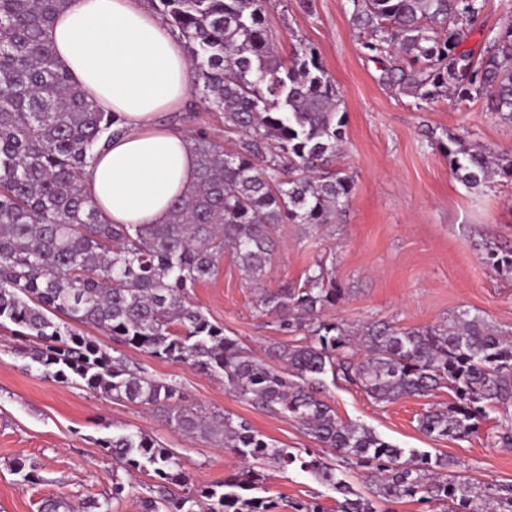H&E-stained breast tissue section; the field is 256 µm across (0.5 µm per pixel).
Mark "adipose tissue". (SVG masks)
Returning <instances> with one entry per match:
<instances>
[{
    "mask_svg": "<svg viewBox=\"0 0 512 512\" xmlns=\"http://www.w3.org/2000/svg\"><path fill=\"white\" fill-rule=\"evenodd\" d=\"M57 65L127 133L90 162L84 185L106 224H161L198 178L188 135L158 124L179 110L192 74L183 48L143 0H68L50 31Z\"/></svg>",
    "mask_w": 512,
    "mask_h": 512,
    "instance_id": "ef3b65f1",
    "label": "adipose tissue"
}]
</instances>
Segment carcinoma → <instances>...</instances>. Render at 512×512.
Returning <instances> with one entry per match:
<instances>
[{"mask_svg":"<svg viewBox=\"0 0 512 512\" xmlns=\"http://www.w3.org/2000/svg\"><path fill=\"white\" fill-rule=\"evenodd\" d=\"M361 47L387 62L384 78L422 104L450 94L482 100L512 127V20L484 42L463 48L486 0H350ZM66 0H0V325L9 322L41 344L27 355L58 382L77 381L113 401L148 405L165 425L215 442L245 464L217 487L182 495L180 462L150 434L102 440L116 464L152 473L144 512H270L252 495L256 469L297 465L341 494L336 512H379L375 504L409 499L448 512H512V486L448 474V459L409 452L371 429L337 420L318 397L326 380L361 388L378 404L424 397L446 387L448 407L429 410L420 429L436 438L468 437L503 409L494 445L512 447V337L462 311L446 324L404 328L389 322L356 331L322 318L342 299L316 262L299 287L262 292L256 306L292 337L255 357L190 300L217 276L224 250L244 276L270 273L273 240L286 222L318 227L345 212L351 176L330 169L344 142L336 86L315 48L278 55L267 24L270 0H145L182 44L195 74L187 113L215 112L224 130L192 139L199 178L170 203L163 224H103L83 190L95 151L125 134L124 118L103 112L57 68L48 29ZM456 178L470 189L512 178V153L452 136L441 144ZM483 262L512 273V250H487ZM93 326L114 342L188 364L224 380L253 407L293 418L317 448H284L244 421L179 403L121 351L59 323ZM368 471L373 498L355 495L323 456ZM126 485L83 512H111ZM39 512H74L67 495Z\"/></svg>","mask_w":512,"mask_h":512,"instance_id":"obj_1","label":"carcinoma"}]
</instances>
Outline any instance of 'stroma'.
<instances>
[{
    "label": "stroma",
    "mask_w": 512,
    "mask_h": 512,
    "mask_svg": "<svg viewBox=\"0 0 512 512\" xmlns=\"http://www.w3.org/2000/svg\"><path fill=\"white\" fill-rule=\"evenodd\" d=\"M267 20L279 33L282 58H290L299 43L310 44L335 85L345 112V143L336 164L352 176L354 190L337 223L310 231L280 226L276 261L261 285L246 281L228 255L214 279L193 288L192 302L226 335L257 351L282 340L256 307L260 289L298 285L320 260L343 291L324 315L351 329L375 321L435 326L465 310L512 332V274L481 261L489 245L512 248V183L465 187L439 146L447 136L462 135L512 152V129L478 101L421 105L400 93L385 81L382 64L364 54L349 0H280ZM32 345L14 326L0 328V512H38L44 498L62 493L75 502L103 497L117 465L101 441L115 432L141 430L157 438L178 457L188 487L212 486L237 473L234 459L214 442L174 432L150 407L109 401L45 377L27 355ZM129 355L156 379L181 386L184 405L245 420L291 448L314 445L295 421L254 408L216 378L141 350ZM321 397L340 421L362 424L396 447L447 457L449 473L512 484V448L486 440L492 422L463 440L420 431L422 414L447 406V389L382 406L339 382ZM20 461L35 465L37 481L17 473ZM264 488L277 503L275 512H292L291 502L313 495L328 506L335 498L297 468L267 471Z\"/></svg>",
    "instance_id": "stroma-1"
}]
</instances>
